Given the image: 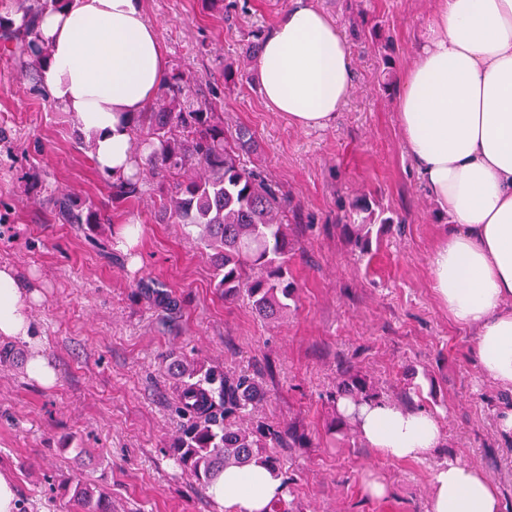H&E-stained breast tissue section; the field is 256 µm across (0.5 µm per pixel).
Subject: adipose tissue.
<instances>
[{
  "instance_id": "ef3b65f1",
  "label": "adipose tissue",
  "mask_w": 512,
  "mask_h": 512,
  "mask_svg": "<svg viewBox=\"0 0 512 512\" xmlns=\"http://www.w3.org/2000/svg\"><path fill=\"white\" fill-rule=\"evenodd\" d=\"M49 100L91 144L113 179L136 170L133 122L169 77L157 29L142 0H64L36 26ZM266 104L301 130L330 126L351 95L352 54L313 0H291L256 61ZM403 145L450 224L430 266L449 317L480 329L485 377L512 391V0H436L395 100ZM39 294L0 266V339L26 343L27 371L54 386L33 308ZM343 419L389 460L428 458L442 442L437 417L377 399H341ZM224 512H267L282 477L260 463L230 467L209 489ZM430 512H502L481 469L457 459L432 476Z\"/></svg>"
}]
</instances>
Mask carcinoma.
<instances>
[{"label":"carcinoma","instance_id":"carcinoma-1","mask_svg":"<svg viewBox=\"0 0 512 512\" xmlns=\"http://www.w3.org/2000/svg\"><path fill=\"white\" fill-rule=\"evenodd\" d=\"M61 0H39L24 9L20 26L0 16V42L30 75L38 47L31 39L42 11ZM134 132L144 134L135 157V177L112 184V199L122 203L139 194L142 176L160 177L168 187L161 216L182 225L210 251L215 287L224 299L245 295L255 313L275 320L287 309L288 197L260 172L243 164L239 150L246 133L233 132L213 112L212 102L196 96L187 79L174 74L155 102L138 115ZM149 153H144V148ZM352 210L361 225L390 224L357 199ZM60 224H98L92 205L62 193L56 198ZM178 380L179 432L173 442L175 464L206 487L229 466L260 462L276 469L267 448L282 441L280 426L252 421L260 386L248 375L229 377L207 370L178 352L169 355ZM75 512H112V497L101 486L78 482L71 491Z\"/></svg>","mask_w":512,"mask_h":512}]
</instances>
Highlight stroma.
I'll return each instance as SVG.
<instances>
[{
    "instance_id": "obj_1",
    "label": "stroma",
    "mask_w": 512,
    "mask_h": 512,
    "mask_svg": "<svg viewBox=\"0 0 512 512\" xmlns=\"http://www.w3.org/2000/svg\"><path fill=\"white\" fill-rule=\"evenodd\" d=\"M314 2L349 41L354 88L332 125L300 130L267 106L247 63L290 0H143L170 72L200 85L229 128L249 131L244 160L288 196L294 291L274 321L247 298L224 299L211 258L162 223L160 180L113 203L112 180L69 115L0 53V263L39 293L34 317L58 376L41 386L26 344L0 341V469L14 475L23 512H68L63 481L82 477L111 492L114 512H224L169 452L180 424L165 362L174 350L258 381L257 419L297 437L272 450L293 512H428L433 471L451 457L485 471L512 512V439L498 427L512 393L482 374L477 328L456 324L437 298L429 260L448 216L417 178L394 96L378 89L386 54L401 82L435 0ZM228 65L241 72L230 88ZM60 191L93 204L102 223H55ZM363 195L387 223L348 222ZM132 216L135 270L115 247ZM349 372L378 399L432 412L440 447L422 461L384 460L339 429ZM370 471L385 497L365 492Z\"/></svg>"
}]
</instances>
